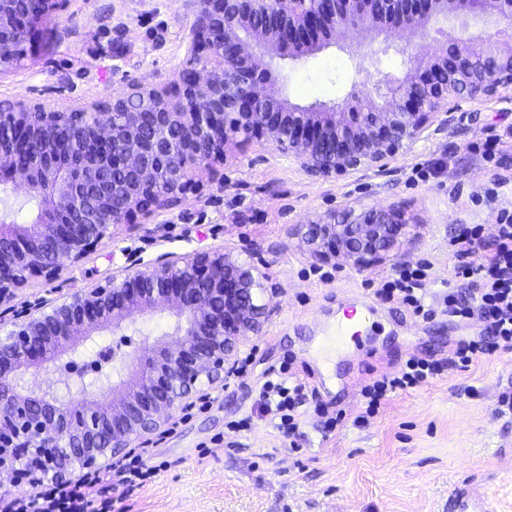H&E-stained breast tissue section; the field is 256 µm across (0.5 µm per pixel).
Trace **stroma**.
Wrapping results in <instances>:
<instances>
[{"instance_id": "1", "label": "stroma", "mask_w": 512, "mask_h": 512, "mask_svg": "<svg viewBox=\"0 0 512 512\" xmlns=\"http://www.w3.org/2000/svg\"><path fill=\"white\" fill-rule=\"evenodd\" d=\"M190 0H65L56 18L35 32L22 62L0 72V100L25 97L80 107L119 92L130 80L159 84L186 59L193 20ZM288 97L308 104L342 95L353 75L345 53L331 48L284 67ZM479 122L417 146L385 175L354 174L313 181L265 140L230 154L223 182L205 180L199 195L145 223L112 227L95 250L66 264L54 282L30 279L11 308L63 299L110 278L128 253L152 259L201 245L253 257L272 288V314L239 352L243 374L212 386L210 398L178 413L148 442L143 461L160 466L156 479L132 496L135 512H448L458 486L484 497L493 512H512V351L464 372L446 368L429 383L395 395L366 424L350 413L371 375L392 373L417 354L447 357L458 340L478 335L479 321H425L382 301L374 291L402 264L431 266V295L448 287V239L469 224L495 233L500 210L512 212V149L483 156L492 134L512 130V112L478 103ZM495 188L488 197L487 188ZM405 207L416 239L379 266L359 271L316 260L300 241L302 224L355 200ZM373 305L359 344L337 347L319 396L346 414L323 435L308 417L297 449L282 443L258 417L257 388L271 367L317 369L312 352L337 313ZM249 417L234 433L227 423ZM223 439L220 448L212 447Z\"/></svg>"}]
</instances>
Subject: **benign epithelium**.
Returning a JSON list of instances; mask_svg holds the SVG:
<instances>
[{"instance_id": "1", "label": "benign epithelium", "mask_w": 512, "mask_h": 512, "mask_svg": "<svg viewBox=\"0 0 512 512\" xmlns=\"http://www.w3.org/2000/svg\"><path fill=\"white\" fill-rule=\"evenodd\" d=\"M64 0H0V71L26 55L33 32ZM186 62L163 84L129 82L105 101L58 109L0 100V187L38 202L28 224L0 217V305L32 277L54 281L117 224L174 209L219 178L215 165L254 137L265 138L315 181L381 175L417 144L448 132L474 102L512 105V0H191ZM457 31L437 42L431 30ZM381 37L399 73L373 77L366 64ZM337 47L358 79L330 104L307 106L283 93L279 61ZM399 206L358 203L306 224L323 262L365 270L408 238ZM266 276L231 250L199 248L135 259L103 284L13 315L0 336V473L21 484L35 466L58 479L105 466L163 431L203 386L236 371L237 354L270 314L259 302ZM166 312L170 339L122 346L140 317ZM98 330L119 337L91 360L80 348ZM37 368L53 385L30 390Z\"/></svg>"}]
</instances>
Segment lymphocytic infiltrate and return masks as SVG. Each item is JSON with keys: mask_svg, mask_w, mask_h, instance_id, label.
I'll return each instance as SVG.
<instances>
[{"mask_svg": "<svg viewBox=\"0 0 512 512\" xmlns=\"http://www.w3.org/2000/svg\"><path fill=\"white\" fill-rule=\"evenodd\" d=\"M483 227L472 224L448 241L451 259L448 289L439 304L428 301L427 265L402 266L378 294L411 308L422 319L443 315L458 322L473 319L484 324L482 332L457 342L447 361L411 356L394 374L373 378L363 386V401L354 418L364 424L392 394L416 388L440 376L444 365L464 371L482 356L512 349V213L501 211L492 241H485ZM311 389L306 376L289 369H270L258 392L264 415L273 420L281 436L295 435L305 422V404ZM145 469L118 460L104 470L76 482L55 480L44 489L10 496L7 512H131L128 493L156 477ZM123 486L124 495L105 499L107 484Z\"/></svg>", "mask_w": 512, "mask_h": 512, "instance_id": "1", "label": "lymphocytic infiltrate"}]
</instances>
